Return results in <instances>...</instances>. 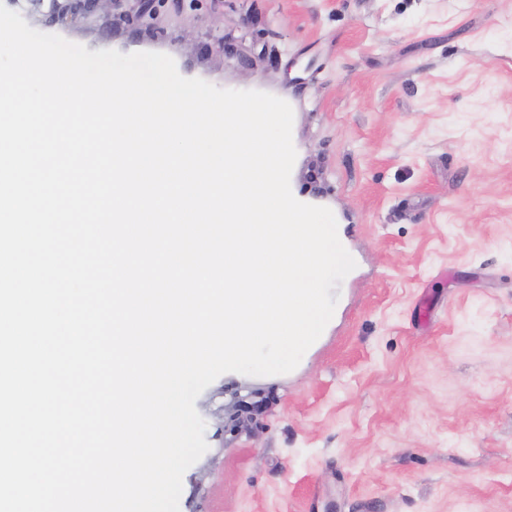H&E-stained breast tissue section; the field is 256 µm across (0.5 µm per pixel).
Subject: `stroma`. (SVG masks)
Masks as SVG:
<instances>
[{
    "instance_id": "stroma-1",
    "label": "stroma",
    "mask_w": 512,
    "mask_h": 512,
    "mask_svg": "<svg viewBox=\"0 0 512 512\" xmlns=\"http://www.w3.org/2000/svg\"><path fill=\"white\" fill-rule=\"evenodd\" d=\"M88 50L290 104L356 267L298 367L219 376L179 512H512V0H153Z\"/></svg>"
}]
</instances>
